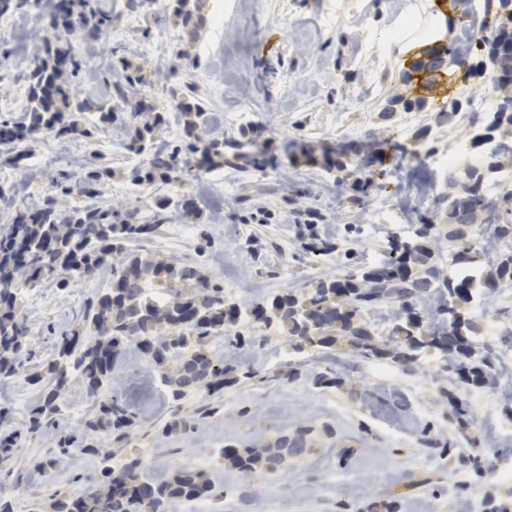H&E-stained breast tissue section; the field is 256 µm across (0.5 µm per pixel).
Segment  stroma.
<instances>
[{
    "instance_id": "35a3bbf8",
    "label": "stroma",
    "mask_w": 512,
    "mask_h": 512,
    "mask_svg": "<svg viewBox=\"0 0 512 512\" xmlns=\"http://www.w3.org/2000/svg\"><path fill=\"white\" fill-rule=\"evenodd\" d=\"M431 0H224L216 13L214 0H192L204 18L194 43H184L182 26L171 0H142L130 10L127 0H101L115 21L109 33L94 41L104 56L120 52L132 67L150 75L145 88L149 101L168 113L157 134L156 147L179 138L184 127L172 99L195 96L210 120L209 135H223L224 164L202 179L183 186L201 210V223L179 234L163 225L140 242L144 253L164 259L190 261L222 279L224 298L234 304L255 305L287 288H301L326 274L342 275L336 259L300 260L294 255V212L316 208L327 213L329 235L341 248L354 249L361 263L383 258L389 233L410 238L414 224H398L396 211L427 216L434 224L433 246L444 273H455L448 246V220L436 200L448 191V177L439 166L449 151L470 148L467 121L456 126L436 124L431 112L384 115L387 98L400 90V60L404 44L383 42L382 31L404 28L409 18H424ZM334 8L339 22L324 26L320 14ZM38 6L0 16V48L11 57H33L40 44L32 37L26 17ZM28 81L24 70L0 69V114L24 115ZM81 131L46 140L29 139L18 151L30 177L21 181L16 169L0 162V235L7 233L15 208H37L49 181L58 172L79 180L89 166L109 168L113 176L94 196H75L74 205L120 207L148 221L164 185L132 187L124 172L141 163L124 139L99 125L90 115L80 119ZM430 127L434 151L388 167L368 190V205L357 211L344 186L336 184L320 165L301 162L302 151L356 159L379 153L387 143L419 148L414 138ZM273 154L276 169L253 167V158ZM245 206L274 210L272 224H244L237 211ZM357 224L359 232L345 238L343 228ZM214 242L197 254L200 233ZM269 244V268L257 271L243 260L248 237ZM111 274L102 269L90 278L59 289L54 277L37 286L17 287V307L30 328L29 347L36 360L53 357L62 331L79 322L92 293L105 287ZM492 318L482 321L491 336L496 366L512 368V301H489ZM255 344L239 349L238 360L258 370V378L226 387L219 410L198 431L180 430L167 439L154 436L157 421L173 414L191 416L203 405L199 395L172 402L149 361L130 351L117 369L118 393L138 413L141 423L124 451L140 456L150 476L168 477L189 465L209 473L219 490L208 501L209 512H249L239 491L249 479L225 461L224 446L242 448L274 443L284 434L308 429L310 450L274 474L255 473L264 487L258 512H293L296 505L318 501L320 512H366L371 501L395 499L399 512H457L456 497L512 502V484L500 482L499 461H512V376L479 388L464 384L453 373L441 372L439 356L426 354L409 373L391 376L375 372L346 347L330 352H301L285 336L255 331ZM296 363L332 372L341 385L318 389L288 382L284 373ZM479 391L488 403L473 406L475 426L484 428L481 475L467 473L470 445L450 412L449 398L467 401ZM38 396L24 377L0 381V407L10 411V429L22 428ZM433 424L448 441V453L421 445L425 424ZM55 429L29 439L19 448L14 474L0 484L17 512H50L53 493L77 494L99 480L96 457L73 453L55 463ZM46 469H35V461Z\"/></svg>"
}]
</instances>
